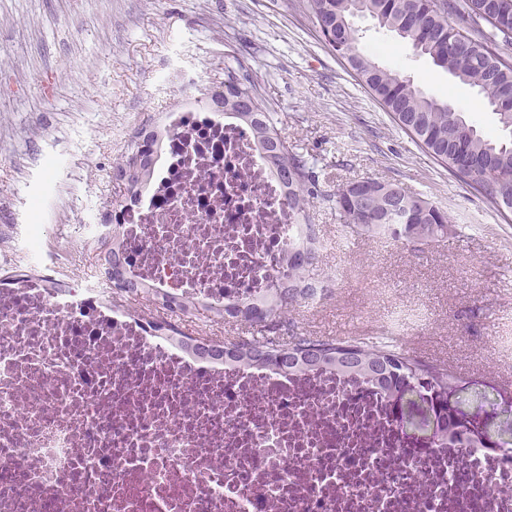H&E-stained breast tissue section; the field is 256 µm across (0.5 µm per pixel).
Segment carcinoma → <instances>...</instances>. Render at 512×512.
<instances>
[{
	"mask_svg": "<svg viewBox=\"0 0 512 512\" xmlns=\"http://www.w3.org/2000/svg\"><path fill=\"white\" fill-rule=\"evenodd\" d=\"M311 5L324 42L346 60L395 123L457 180L512 213V141H491L464 113L424 95L397 70L379 65L360 49V37L351 23L354 12H362L380 28L396 33L434 66L475 89L503 130L512 133V58L498 52L499 43H512V0H311ZM223 85L224 110L251 127L258 151L288 187V207L296 223L313 226L310 211L321 201L336 210L343 231L352 236L383 238L416 251L448 239L452 231L448 211L397 183L366 178L334 191L320 188L314 162L296 151L278 118L263 107L256 83L237 77L236 69L226 64ZM142 134L143 140L133 139L130 151L116 164L119 175L113 186L118 188V199L151 181V163L144 158L143 146L160 145L166 132L147 126ZM121 238V226L112 224L99 240L108 245L103 274L112 284V302L146 320L159 309L176 316L179 324L173 340L193 356L245 369L355 375L401 405L412 403L413 394L432 395L436 402L430 410L438 422L432 428L433 444L445 446L456 439L458 423L448 419L447 395L456 390L458 376L448 364L361 336L276 332L282 319L306 307L303 288H278L261 301L227 308L164 300L148 282L127 278L120 258ZM322 262L319 251L288 253V270L304 281L319 279ZM200 315L212 322L245 324L256 334L223 338L186 330V323Z\"/></svg>",
	"mask_w": 512,
	"mask_h": 512,
	"instance_id": "carcinoma-1",
	"label": "carcinoma"
}]
</instances>
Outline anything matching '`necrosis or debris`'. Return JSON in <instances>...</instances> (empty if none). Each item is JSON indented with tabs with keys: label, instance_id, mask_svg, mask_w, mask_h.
<instances>
[{
	"label": "necrosis or debris",
	"instance_id": "necrosis-or-debris-1",
	"mask_svg": "<svg viewBox=\"0 0 512 512\" xmlns=\"http://www.w3.org/2000/svg\"><path fill=\"white\" fill-rule=\"evenodd\" d=\"M159 121L148 188L104 217L129 274L217 307L291 284L300 226L251 132L196 94ZM110 288L0 272V512H512L504 449L435 447L361 379L191 358Z\"/></svg>",
	"mask_w": 512,
	"mask_h": 512
}]
</instances>
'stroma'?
Here are the masks:
<instances>
[{
	"label": "stroma",
	"mask_w": 512,
	"mask_h": 512,
	"mask_svg": "<svg viewBox=\"0 0 512 512\" xmlns=\"http://www.w3.org/2000/svg\"><path fill=\"white\" fill-rule=\"evenodd\" d=\"M376 61L427 96L503 135L477 92L435 68L370 18L355 19ZM254 78L300 152L325 165L330 187L373 178L447 209L455 233L414 252L346 235L328 205L314 217L329 243L322 275L338 286L295 314L316 336H378L453 365L451 405L495 441L512 439V214L498 211L402 131L318 32L310 0H0V253L37 268L57 258L69 277L91 269V232L112 201L111 171L136 128L183 94L172 66L223 78L225 54ZM51 156L47 178L39 155ZM44 202V253L28 251L27 201Z\"/></svg>",
	"instance_id": "stroma-1"
}]
</instances>
